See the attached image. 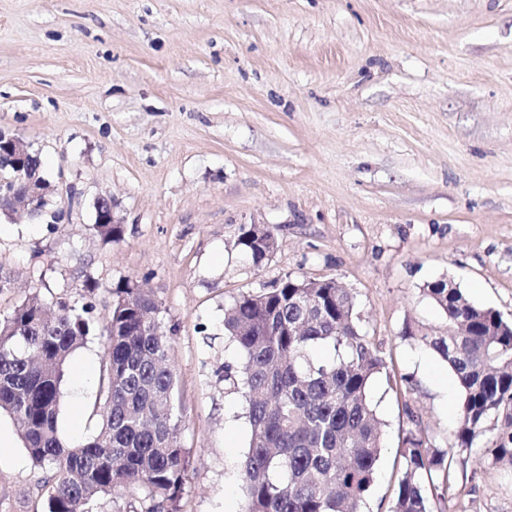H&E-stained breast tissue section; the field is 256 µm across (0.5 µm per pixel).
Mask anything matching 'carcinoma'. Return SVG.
Returning a JSON list of instances; mask_svg holds the SVG:
<instances>
[{
    "mask_svg": "<svg viewBox=\"0 0 512 512\" xmlns=\"http://www.w3.org/2000/svg\"><path fill=\"white\" fill-rule=\"evenodd\" d=\"M262 229L240 227L238 245L256 266L277 248ZM424 292L446 315L448 333L418 328L405 336L452 371L459 426L446 451L409 429L390 512H434V476L443 474L451 489L455 457L470 454L490 423L497 433L484 443L487 464L512 467V321L446 279ZM112 293L101 422L74 446L59 432L61 387L68 358L91 332L89 308L58 301L51 310L35 294L0 318V415L18 424L30 459L50 473L47 512H92L117 488L144 492L145 512H177L188 476L171 331L140 286L125 282ZM224 330L243 356L238 371L225 366V390L245 401L251 428L244 512H361L383 447L368 394L386 361L362 332L354 295L334 281L288 276L241 294L225 309Z\"/></svg>",
    "mask_w": 512,
    "mask_h": 512,
    "instance_id": "carcinoma-1",
    "label": "carcinoma"
}]
</instances>
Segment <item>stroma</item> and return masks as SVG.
Masks as SVG:
<instances>
[{
    "mask_svg": "<svg viewBox=\"0 0 512 512\" xmlns=\"http://www.w3.org/2000/svg\"><path fill=\"white\" fill-rule=\"evenodd\" d=\"M0 129L40 149L64 213L0 218V313L36 293L93 307L66 441L96 431L111 290L138 281L172 330L179 510L241 512L250 425L224 393L240 364L224 310L291 275L348 288L386 360L368 512H389L412 422L452 445L455 377L402 331L446 333L423 293L444 277L512 319V0H0ZM254 223L278 238L258 267L236 245ZM0 431V512H45L46 471L10 417ZM454 469L442 512H512V469L478 448ZM96 218L94 224L98 228V234L107 242H112L121 237L122 223L115 217L112 200L100 197L95 201Z\"/></svg>",
    "mask_w": 512,
    "mask_h": 512,
    "instance_id": "stroma-1",
    "label": "stroma"
}]
</instances>
